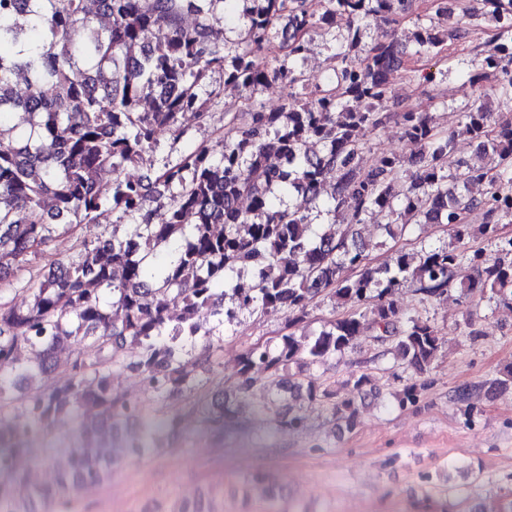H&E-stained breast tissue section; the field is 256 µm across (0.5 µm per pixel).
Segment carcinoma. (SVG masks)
<instances>
[{
    "label": "carcinoma",
    "mask_w": 512,
    "mask_h": 512,
    "mask_svg": "<svg viewBox=\"0 0 512 512\" xmlns=\"http://www.w3.org/2000/svg\"><path fill=\"white\" fill-rule=\"evenodd\" d=\"M91 0H0V283L42 254L58 230L94 224L104 211L134 221V237L80 241L76 255L52 260L19 305L0 295V417L22 420L21 434L0 437L7 459L39 443L40 430L72 421L78 431L70 460L75 466L57 489L31 486L13 470H0V512H30L28 502L48 498L70 512L66 493L75 483L112 472L109 445L100 436L130 419L140 421L135 453L159 451L162 438L185 416L224 431L235 411L199 392V376L211 371L214 342L202 318L231 325L240 312L281 311L288 327H302L312 300L328 293L342 316L298 340L292 333L275 346L253 344L241 354L230 390L248 398L264 372L272 379L289 365L322 364L342 355L367 335L389 343L394 359L414 375L396 395L400 409L416 407L427 375L443 348L429 319L406 312L392 292L407 280L425 300L448 294L463 264L472 274L459 283L460 297L476 289L512 308V237L499 225L512 224V121L475 100L460 108L475 141L479 163L448 169L453 138L441 137L429 118L402 112L404 137L415 150L408 159L381 155L363 166L364 132L382 127L391 99L389 75L403 67V49L393 26L413 13L416 0H104L100 16ZM494 28L491 47L479 51L481 76L492 90L512 100V0H480ZM241 4L243 34L235 55L211 23L224 7ZM448 30L419 26L415 53L436 55L447 42L470 37V7L448 11V0H432ZM195 22L186 24V15ZM345 15L347 34L333 51V77L310 92L298 62L311 34L336 40L330 24ZM384 17L392 29L363 45L364 23ZM279 42L282 54L266 51ZM224 79L254 99L271 80L301 86L278 112L225 109L220 158L199 146L155 177L132 178L159 136L183 134L207 121L200 97L206 73ZM26 93L17 95L15 80ZM49 86L63 96L51 98ZM417 168L410 185L394 190L405 163ZM332 186L323 197L325 184ZM301 194L310 207L280 202ZM167 199L162 213L151 203ZM245 198L246 209L237 207ZM348 208L349 222L316 230L322 216ZM388 213L382 225L446 224L452 240L416 255L398 252L382 265L368 262L355 226L373 210ZM480 211L477 233L490 252L467 251V214ZM191 215L195 222H185ZM181 299L170 313V297ZM200 344L198 353L188 350ZM68 350L65 377L46 391L35 379L55 370L54 353ZM116 366L136 370L146 391L164 402L175 393L184 405L156 420L143 405L114 389ZM25 389L13 400L16 377ZM322 407L349 431L359 424L352 400L313 382L289 385L288 400ZM303 408L277 416L275 426L300 429Z\"/></svg>",
    "instance_id": "obj_1"
}]
</instances>
